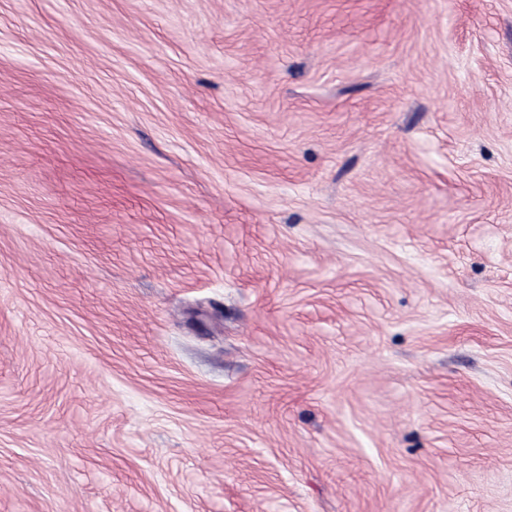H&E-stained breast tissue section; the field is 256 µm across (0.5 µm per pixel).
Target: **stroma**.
Instances as JSON below:
<instances>
[{"mask_svg":"<svg viewBox=\"0 0 512 512\" xmlns=\"http://www.w3.org/2000/svg\"><path fill=\"white\" fill-rule=\"evenodd\" d=\"M0 512H512V0H0Z\"/></svg>","mask_w":512,"mask_h":512,"instance_id":"1","label":"stroma"}]
</instances>
